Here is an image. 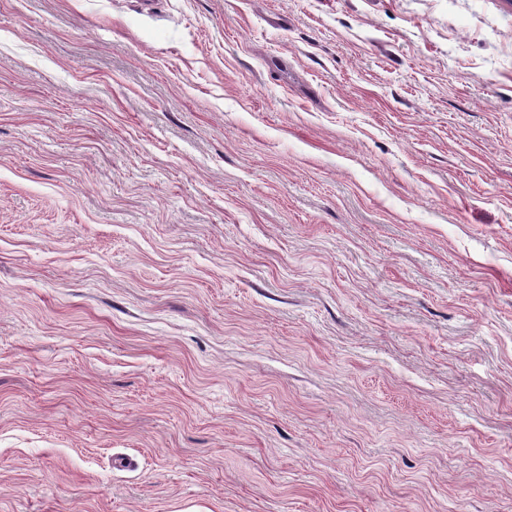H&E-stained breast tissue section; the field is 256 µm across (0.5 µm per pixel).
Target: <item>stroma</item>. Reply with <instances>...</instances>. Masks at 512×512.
Listing matches in <instances>:
<instances>
[{
	"instance_id": "35a3bbf8",
	"label": "stroma",
	"mask_w": 512,
	"mask_h": 512,
	"mask_svg": "<svg viewBox=\"0 0 512 512\" xmlns=\"http://www.w3.org/2000/svg\"><path fill=\"white\" fill-rule=\"evenodd\" d=\"M0 512H512V0H0Z\"/></svg>"
}]
</instances>
